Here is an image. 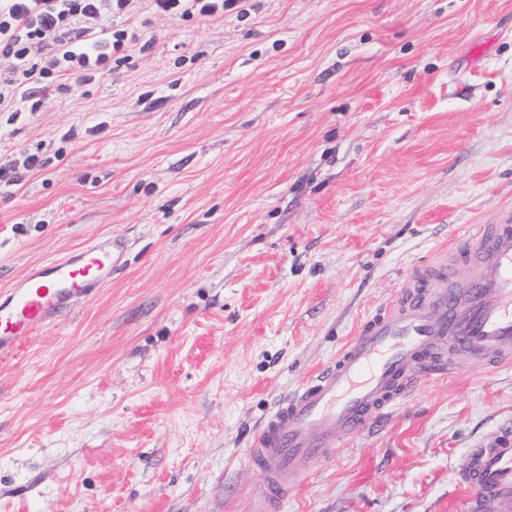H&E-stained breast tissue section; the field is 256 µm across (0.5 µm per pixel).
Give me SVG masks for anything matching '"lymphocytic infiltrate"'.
Returning <instances> with one entry per match:
<instances>
[{"label": "lymphocytic infiltrate", "instance_id": "f902f5d3", "mask_svg": "<svg viewBox=\"0 0 512 512\" xmlns=\"http://www.w3.org/2000/svg\"><path fill=\"white\" fill-rule=\"evenodd\" d=\"M242 0H150L152 14L204 19ZM131 0H0V112L39 111L45 81L91 82L138 45L119 27Z\"/></svg>", "mask_w": 512, "mask_h": 512}]
</instances>
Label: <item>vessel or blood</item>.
I'll return each instance as SVG.
<instances>
[{
  "mask_svg": "<svg viewBox=\"0 0 512 512\" xmlns=\"http://www.w3.org/2000/svg\"><path fill=\"white\" fill-rule=\"evenodd\" d=\"M119 234L32 266L0 290V356L94 297L127 264ZM512 364V208L464 231L405 275L308 382L262 422L247 450L264 478L255 512H281L294 488L343 443L382 421L414 385L468 366ZM457 512H512V433L494 434L459 473Z\"/></svg>",
  "mask_w": 512,
  "mask_h": 512,
  "instance_id": "obj_1",
  "label": "vessel or blood"
}]
</instances>
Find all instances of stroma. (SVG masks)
I'll use <instances>...</instances> for the list:
<instances>
[{
    "label": "stroma",
    "mask_w": 512,
    "mask_h": 512,
    "mask_svg": "<svg viewBox=\"0 0 512 512\" xmlns=\"http://www.w3.org/2000/svg\"><path fill=\"white\" fill-rule=\"evenodd\" d=\"M0 112V290L92 238L98 296L0 357V512H251L275 405L451 236L512 206V0H246L158 17ZM512 365L421 381L282 512H454Z\"/></svg>",
    "instance_id": "obj_1"
}]
</instances>
